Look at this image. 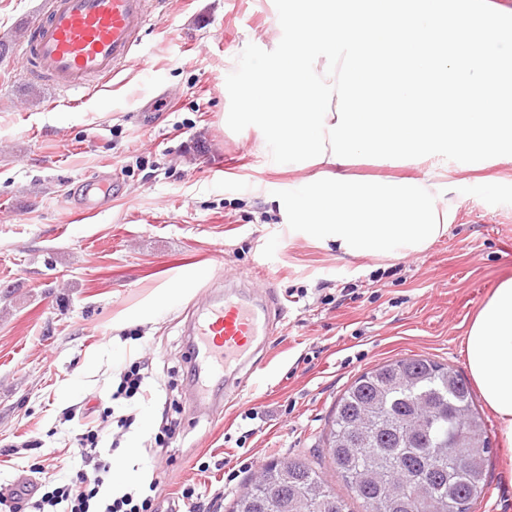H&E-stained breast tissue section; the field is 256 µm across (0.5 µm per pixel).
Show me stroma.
Segmentation results:
<instances>
[{
  "label": "stroma",
  "mask_w": 512,
  "mask_h": 512,
  "mask_svg": "<svg viewBox=\"0 0 512 512\" xmlns=\"http://www.w3.org/2000/svg\"><path fill=\"white\" fill-rule=\"evenodd\" d=\"M40 3L0 0V490L58 482L56 469L32 474L38 454L70 462L82 424L100 421V398L140 360L148 395L129 405L130 429L109 423L103 437L139 448L128 485L153 475L160 512L186 484L222 491L229 512L264 462L287 456L307 459L345 495L327 433L357 377L422 357L469 378V323L512 278V161L486 182L449 166L455 220L426 252L341 256L277 213L276 191L316 168L276 163L254 129L223 122L237 56L250 43L271 47L274 0H167L113 80L66 94L17 66L15 36ZM87 181L105 183V209H77ZM219 255L228 281L269 296L277 317L270 362L211 418L192 410L184 356ZM475 406L491 452L472 512H512L498 420L483 400ZM169 418L180 427L157 447ZM33 439L41 451L23 449ZM12 445L18 454L4 456Z\"/></svg>",
  "instance_id": "35a3bbf8"
}]
</instances>
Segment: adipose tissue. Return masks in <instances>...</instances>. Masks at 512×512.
Instances as JSON below:
<instances>
[{
  "label": "adipose tissue",
  "instance_id": "adipose-tissue-1",
  "mask_svg": "<svg viewBox=\"0 0 512 512\" xmlns=\"http://www.w3.org/2000/svg\"><path fill=\"white\" fill-rule=\"evenodd\" d=\"M470 375L496 415L512 475V278L502 281L476 313L465 338Z\"/></svg>",
  "mask_w": 512,
  "mask_h": 512
}]
</instances>
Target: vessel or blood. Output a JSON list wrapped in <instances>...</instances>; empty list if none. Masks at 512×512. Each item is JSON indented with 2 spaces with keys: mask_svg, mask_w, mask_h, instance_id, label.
Segmentation results:
<instances>
[{
  "mask_svg": "<svg viewBox=\"0 0 512 512\" xmlns=\"http://www.w3.org/2000/svg\"><path fill=\"white\" fill-rule=\"evenodd\" d=\"M158 13L152 0H44L26 29L21 67L61 91L103 86L121 72ZM268 324L267 304L225 297L193 322V364L215 372L238 365L232 386L242 387L266 362Z\"/></svg>",
  "mask_w": 512,
  "mask_h": 512,
  "instance_id": "b4317fda",
  "label": "vessel or blood"
}]
</instances>
